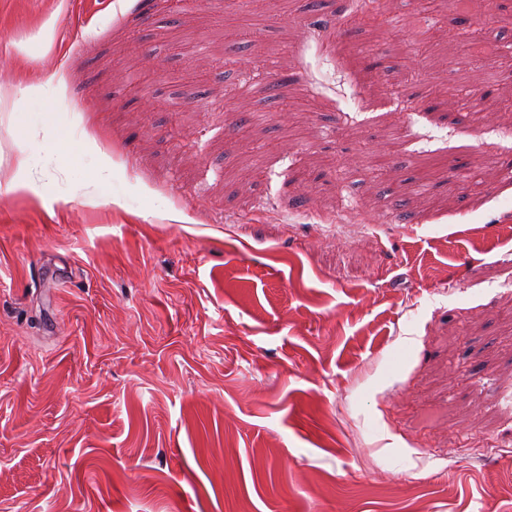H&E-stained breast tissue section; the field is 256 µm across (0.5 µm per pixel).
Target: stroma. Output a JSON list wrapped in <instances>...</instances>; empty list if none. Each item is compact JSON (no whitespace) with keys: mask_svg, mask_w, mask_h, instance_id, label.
Wrapping results in <instances>:
<instances>
[{"mask_svg":"<svg viewBox=\"0 0 512 512\" xmlns=\"http://www.w3.org/2000/svg\"><path fill=\"white\" fill-rule=\"evenodd\" d=\"M352 8L0 0V512H512V60ZM389 0H363L352 22L364 29L391 33L394 29L393 7Z\"/></svg>","mask_w":512,"mask_h":512,"instance_id":"1","label":"stroma"}]
</instances>
